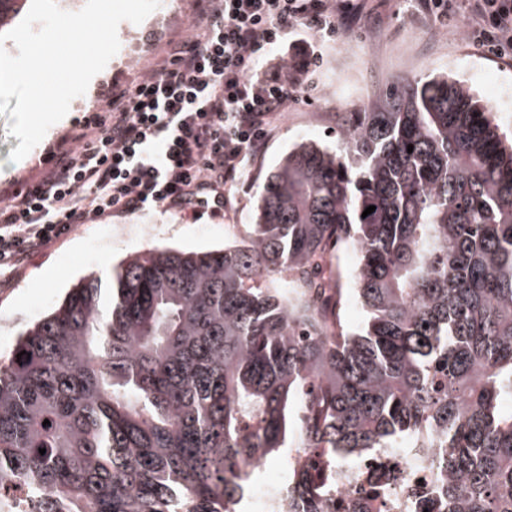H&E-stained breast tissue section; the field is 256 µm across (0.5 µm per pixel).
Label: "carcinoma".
<instances>
[{
	"instance_id": "carcinoma-1",
	"label": "carcinoma",
	"mask_w": 512,
	"mask_h": 512,
	"mask_svg": "<svg viewBox=\"0 0 512 512\" xmlns=\"http://www.w3.org/2000/svg\"><path fill=\"white\" fill-rule=\"evenodd\" d=\"M28 2L0 0V34ZM342 140L288 152L248 243L131 256L108 298L89 276L19 336L0 512H236L249 457L436 433L456 512H512V140L446 76L392 87ZM338 240L358 333L320 276Z\"/></svg>"
}]
</instances>
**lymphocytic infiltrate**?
<instances>
[{"label":"lymphocytic infiltrate","instance_id":"lymphocytic-infiltrate-1","mask_svg":"<svg viewBox=\"0 0 512 512\" xmlns=\"http://www.w3.org/2000/svg\"><path fill=\"white\" fill-rule=\"evenodd\" d=\"M469 17L490 56L512 58V0H469ZM338 33L329 0H197L160 68L108 88L71 147L48 148L28 192L0 202V267L116 214L223 211L321 56L307 35Z\"/></svg>","mask_w":512,"mask_h":512}]
</instances>
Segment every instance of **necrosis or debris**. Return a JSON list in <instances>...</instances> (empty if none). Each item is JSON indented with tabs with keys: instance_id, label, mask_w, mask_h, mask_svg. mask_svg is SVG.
Instances as JSON below:
<instances>
[{
	"instance_id": "necrosis-or-debris-1",
	"label": "necrosis or debris",
	"mask_w": 512,
	"mask_h": 512,
	"mask_svg": "<svg viewBox=\"0 0 512 512\" xmlns=\"http://www.w3.org/2000/svg\"><path fill=\"white\" fill-rule=\"evenodd\" d=\"M318 470L309 487L324 512H450L444 490L448 485V442L436 435L427 443L402 440L392 448L351 457L316 449ZM302 451L290 449L283 471L267 472L251 462L261 476L249 498L248 512H302L297 490Z\"/></svg>"
}]
</instances>
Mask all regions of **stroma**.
<instances>
[{"instance_id": "1", "label": "stroma", "mask_w": 512, "mask_h": 512, "mask_svg": "<svg viewBox=\"0 0 512 512\" xmlns=\"http://www.w3.org/2000/svg\"><path fill=\"white\" fill-rule=\"evenodd\" d=\"M338 6L341 31L322 39L319 68L303 76V99L290 105L273 127L264 152L230 191L223 214L190 218L175 209L112 216L79 225L56 243L33 254L0 287V354H8L21 330L51 312L70 288L90 275L110 287L113 270L131 254L154 248L186 252L218 250L247 241L255 222L258 197L267 177L288 150L304 141L335 145L338 134L390 86L421 83L445 74L481 96L501 131L512 133V60L491 58L475 42L462 0L453 4L454 28L419 10L416 0H331ZM168 0L141 24L122 22L120 49L96 75L87 92L75 98L67 116L49 128L41 145L23 160L11 162L17 137L8 135L10 115L0 116V195L34 177L33 164L46 146L61 142L93 113L99 92L115 83L153 72L163 59L168 37H188L192 16L169 12ZM233 225L226 233L225 225ZM53 279H44V270Z\"/></svg>"}]
</instances>
